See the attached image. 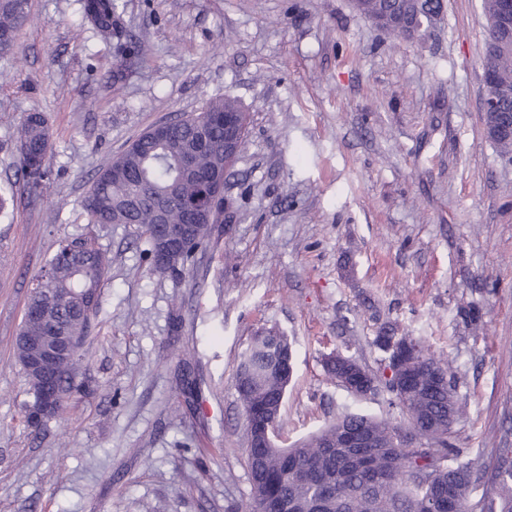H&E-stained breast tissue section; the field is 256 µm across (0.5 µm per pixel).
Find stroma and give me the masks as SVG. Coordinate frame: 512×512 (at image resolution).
Masks as SVG:
<instances>
[{
	"label": "stroma",
	"instance_id": "1",
	"mask_svg": "<svg viewBox=\"0 0 512 512\" xmlns=\"http://www.w3.org/2000/svg\"><path fill=\"white\" fill-rule=\"evenodd\" d=\"M142 56L118 61L80 0H29L0 58V512H242L250 497L235 388L251 336L293 344L279 444L348 413L402 422L390 395L355 398L323 359L383 370L385 327L449 361L451 440L492 466L512 448V155L487 137L482 0L405 40L350 0H121ZM229 96L250 114L206 245L153 271L137 226L92 224L98 170L150 126ZM50 132L39 194L17 175L15 130ZM109 261L81 353L82 390L31 436L14 340L63 237ZM475 309L479 326L464 316Z\"/></svg>",
	"mask_w": 512,
	"mask_h": 512
}]
</instances>
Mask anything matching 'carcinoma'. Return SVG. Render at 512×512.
<instances>
[{
	"instance_id": "1",
	"label": "carcinoma",
	"mask_w": 512,
	"mask_h": 512,
	"mask_svg": "<svg viewBox=\"0 0 512 512\" xmlns=\"http://www.w3.org/2000/svg\"><path fill=\"white\" fill-rule=\"evenodd\" d=\"M362 18L401 16L426 22L418 0H351ZM84 19L121 50L119 67L135 54L123 31L117 0H85ZM29 20L22 0H0V52L15 47L17 31ZM498 84L512 88V51L496 52ZM208 120L209 144L201 147L197 128L185 119L170 127V139L159 143L147 132L135 138L97 174L81 202L93 224H134L144 233L156 224H182L186 209L211 205L217 221L223 200L208 202L203 176L222 172L224 115L249 125L250 115L235 99L218 98L202 108ZM49 130L43 116L33 114L19 129L24 152L19 170L31 194H37L48 167L32 171L36 153L43 151ZM189 156L193 168L184 169ZM211 225L198 224L180 265L191 262L209 236ZM51 271L41 276L30 302L44 305V317L84 336L99 305L104 284L103 253L85 240L63 238L49 260ZM383 354L384 369L392 370L385 387L393 394L404 423L361 413H349L298 446L247 448L250 499L246 512H512V448L496 449L491 469L459 461L460 451L448 441L449 418L457 408L448 367L424 341L397 335L391 329L374 339ZM271 351L249 346L243 353L236 388L245 418H281L284 385L272 364ZM81 354L60 369L69 395L77 382ZM487 484L493 494L474 493Z\"/></svg>"
}]
</instances>
